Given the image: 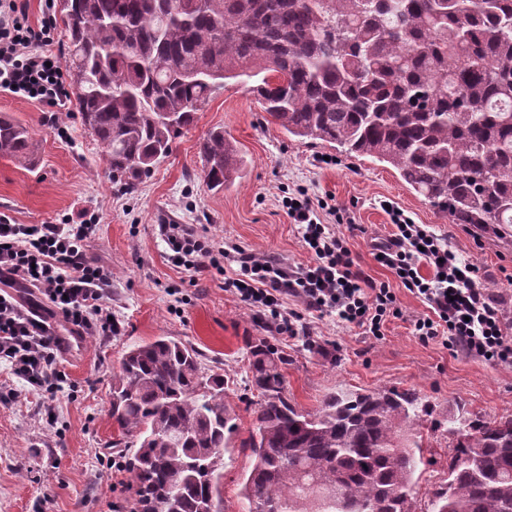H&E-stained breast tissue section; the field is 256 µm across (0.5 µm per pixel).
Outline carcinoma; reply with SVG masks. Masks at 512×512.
Listing matches in <instances>:
<instances>
[{
    "mask_svg": "<svg viewBox=\"0 0 512 512\" xmlns=\"http://www.w3.org/2000/svg\"><path fill=\"white\" fill-rule=\"evenodd\" d=\"M76 108L112 179L147 176L230 80L304 144L373 157L455 224L512 241V0H59ZM222 189L245 162L224 130L200 145ZM0 157L37 161L28 127L0 115ZM261 397L246 447L245 512H403L424 463L411 390L288 401V358L250 345ZM109 415L134 446L138 512H217L236 430L224 375L167 336L135 345ZM447 482L431 512H512V416L448 419ZM343 480L339 495L329 493Z\"/></svg>",
    "mask_w": 512,
    "mask_h": 512,
    "instance_id": "1",
    "label": "carcinoma"
}]
</instances>
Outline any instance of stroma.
<instances>
[{"label":"stroma","mask_w":512,"mask_h":512,"mask_svg":"<svg viewBox=\"0 0 512 512\" xmlns=\"http://www.w3.org/2000/svg\"><path fill=\"white\" fill-rule=\"evenodd\" d=\"M45 106L0 92V114L26 124L39 144V160L26 168L0 157V214L17 224H62L94 215L88 254L111 274L116 336H89L83 351L62 357L70 386L53 402L48 424L38 397L0 370V512H109L122 499L135 512L129 471L107 468L106 457L124 459L119 432L108 413L112 377L131 346L168 336L194 347L204 367L223 373L224 402L238 430L224 450V512H241V483L253 465L242 442L253 428L260 398L247 385L249 344L266 339L288 359L289 401L317 410L330 393L379 388L419 393L427 408L418 429L427 460L416 473L411 512H429L433 493L448 475V417L464 410L488 419L512 415V365H494L453 353L441 340L422 342L413 331L427 304L395 280L372 256L375 241L392 226L383 202L410 214L441 235L459 257L479 268L480 282L512 312V243L453 224L410 191L390 164L303 144L275 124L245 85L228 81L199 112L195 126L174 140L168 157L134 187L113 182L101 144L83 126L75 105L60 112L68 130L59 137L43 122ZM223 128L247 160L242 179L224 190L200 177L199 144ZM345 212L353 256L368 275L389 283L403 315L389 318L381 336L338 323L335 316L304 311L305 336L284 338L268 322L225 292L222 277L192 280L175 266L162 241L163 224H192L215 239L308 265L307 252L285 200L297 189Z\"/></svg>","instance_id":"stroma-1"}]
</instances>
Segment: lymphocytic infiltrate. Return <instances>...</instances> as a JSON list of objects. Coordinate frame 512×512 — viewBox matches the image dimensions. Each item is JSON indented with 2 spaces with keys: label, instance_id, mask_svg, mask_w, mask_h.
Masks as SVG:
<instances>
[{
  "label": "lymphocytic infiltrate",
  "instance_id": "lymphocytic-infiltrate-1",
  "mask_svg": "<svg viewBox=\"0 0 512 512\" xmlns=\"http://www.w3.org/2000/svg\"><path fill=\"white\" fill-rule=\"evenodd\" d=\"M26 9L27 0H0V90L64 105L66 78L58 55L47 49L53 19L44 16L40 27H32ZM288 214L312 257L297 270L278 258L217 242L190 224H163L159 231L177 266L196 277L222 276L225 291L267 319L277 335L307 330L300 315L288 310L291 298L374 336L387 317L401 316L389 284L376 282L355 263L345 234L324 224L310 198L295 195ZM388 214L394 232L375 244L373 256L427 302L429 314L414 322L420 340L439 338L453 352L512 365L501 301L482 287L475 264L403 210L393 206ZM95 230L90 218L15 224L0 215V367L44 398L63 392L67 383L54 366L60 350L54 319L80 336H115L121 330L105 299L112 280L87 254Z\"/></svg>",
  "mask_w": 512,
  "mask_h": 512
}]
</instances>
